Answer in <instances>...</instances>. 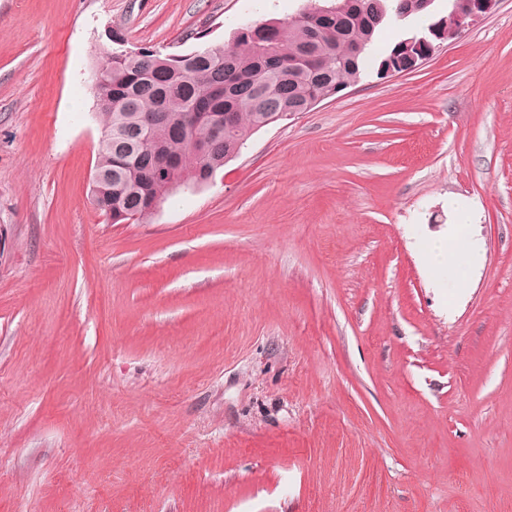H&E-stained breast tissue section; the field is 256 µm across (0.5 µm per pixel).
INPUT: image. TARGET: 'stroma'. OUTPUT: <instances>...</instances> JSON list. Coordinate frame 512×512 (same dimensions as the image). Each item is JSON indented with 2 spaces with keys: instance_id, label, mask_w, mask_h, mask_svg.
<instances>
[{
  "instance_id": "stroma-1",
  "label": "stroma",
  "mask_w": 512,
  "mask_h": 512,
  "mask_svg": "<svg viewBox=\"0 0 512 512\" xmlns=\"http://www.w3.org/2000/svg\"><path fill=\"white\" fill-rule=\"evenodd\" d=\"M308 4L0 0V512H512V0L143 222L92 203L112 36L186 53ZM468 225V213L459 211L456 235L448 241L434 242L430 247L429 259L433 270L437 274L448 272V283L451 288L464 281L478 257L475 241L467 232Z\"/></svg>"
}]
</instances>
